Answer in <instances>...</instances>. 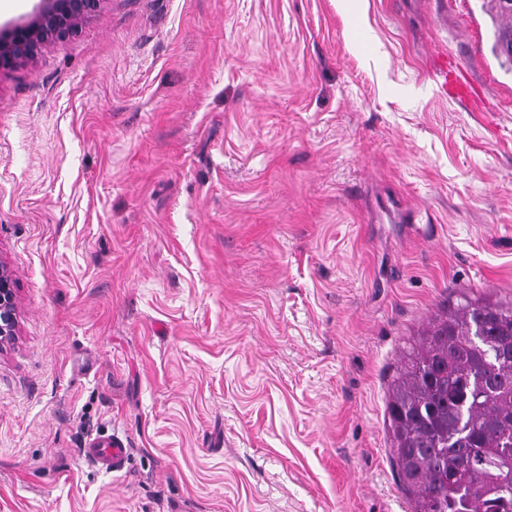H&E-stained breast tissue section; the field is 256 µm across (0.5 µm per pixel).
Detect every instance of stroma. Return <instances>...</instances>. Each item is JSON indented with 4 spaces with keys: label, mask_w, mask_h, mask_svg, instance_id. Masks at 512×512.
<instances>
[{
    "label": "stroma",
    "mask_w": 512,
    "mask_h": 512,
    "mask_svg": "<svg viewBox=\"0 0 512 512\" xmlns=\"http://www.w3.org/2000/svg\"><path fill=\"white\" fill-rule=\"evenodd\" d=\"M489 5L103 0L0 72V512H413L391 381L512 301ZM437 84L444 93H451L457 98H465L477 103L476 95L471 86L463 79L460 69L456 64L446 62L436 72ZM17 328L16 288L12 275L0 264V348L14 339ZM85 459L108 473L121 472L129 456V448L118 436L99 435L89 439L83 448Z\"/></svg>",
    "instance_id": "1"
}]
</instances>
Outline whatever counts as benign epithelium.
<instances>
[{
  "label": "benign epithelium",
  "instance_id": "1",
  "mask_svg": "<svg viewBox=\"0 0 512 512\" xmlns=\"http://www.w3.org/2000/svg\"><path fill=\"white\" fill-rule=\"evenodd\" d=\"M103 0H41L28 19L0 30V71L33 61L47 43L76 32ZM18 328L16 288L12 275L0 265V345L10 342Z\"/></svg>",
  "mask_w": 512,
  "mask_h": 512
}]
</instances>
